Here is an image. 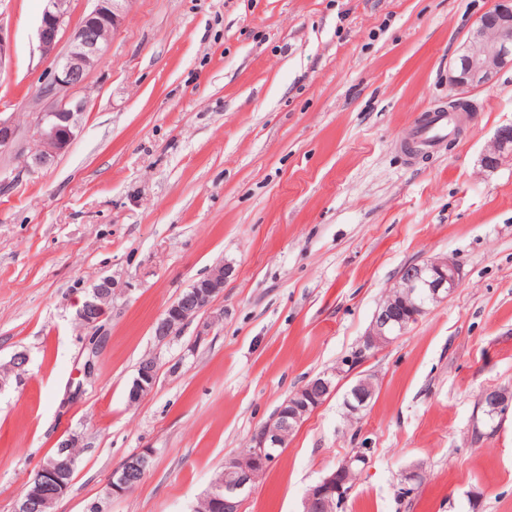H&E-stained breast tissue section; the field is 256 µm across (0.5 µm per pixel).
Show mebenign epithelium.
<instances>
[{
  "label": "benign epithelium",
  "instance_id": "1",
  "mask_svg": "<svg viewBox=\"0 0 512 512\" xmlns=\"http://www.w3.org/2000/svg\"><path fill=\"white\" fill-rule=\"evenodd\" d=\"M37 38L41 54L52 60V69L38 89L41 107L33 112L34 146L27 167L42 168L52 163L75 139L79 119L87 110L86 77L105 58L112 33L121 25L132 0H94V8L81 24L69 20V0H45ZM65 49H59L61 40ZM512 63V0H500L495 10L480 17L473 34L448 67V84L462 95L466 91L489 86L499 70ZM17 128L12 118L0 114V154L16 148ZM512 160V124L496 131L482 157V164L495 169ZM229 267L218 266L205 278L193 283L153 324L155 338L165 341L202 311L210 308L231 275ZM462 271L452 259L443 256L404 266L389 297L377 307L362 343L348 363L355 366L368 356L403 335L428 307L450 297L460 288ZM112 294V282L103 279L93 296L78 311L79 320L96 326L105 316V302ZM158 379V365L149 359L139 373V397L151 392ZM333 376L322 374L295 391L254 435L251 446L224 463V496L213 499L224 504V512H240L238 492L252 485L273 459L271 449L284 448L288 437L304 418L319 407L332 392ZM354 399L345 402L351 414L364 410L374 397L375 384L370 377L353 385ZM479 406L487 413L505 417L512 410V392L500 387L486 388ZM74 435L61 440L56 450L36 471L29 489L21 496L14 512H52L56 502L71 486L75 472L72 448ZM366 460V449L344 457L323 479L311 487L304 499V512H340L351 489L354 470ZM153 453L146 449L126 457L112 472L105 495H122L138 486L139 477L149 471Z\"/></svg>",
  "mask_w": 512,
  "mask_h": 512
}]
</instances>
